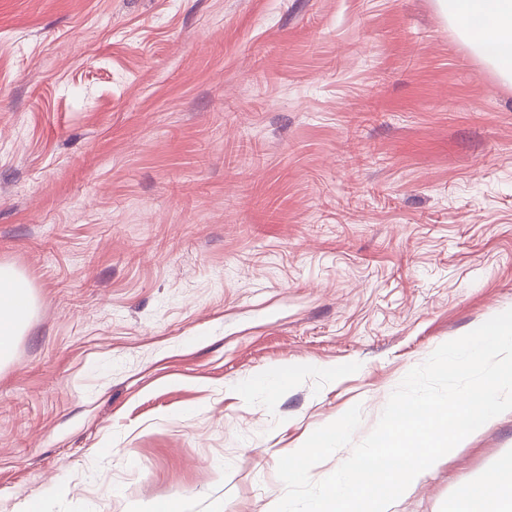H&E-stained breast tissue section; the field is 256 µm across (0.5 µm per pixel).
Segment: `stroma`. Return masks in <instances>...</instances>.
<instances>
[{
  "label": "stroma",
  "mask_w": 512,
  "mask_h": 512,
  "mask_svg": "<svg viewBox=\"0 0 512 512\" xmlns=\"http://www.w3.org/2000/svg\"><path fill=\"white\" fill-rule=\"evenodd\" d=\"M0 265V512H265L512 309V82L438 0H0ZM509 454L512 413L391 512ZM32 307L28 281L0 265V365L11 358L17 336L28 321ZM294 374V367H289L283 372L259 374L251 378L244 388L248 391L279 392L293 378Z\"/></svg>",
  "instance_id": "stroma-1"
}]
</instances>
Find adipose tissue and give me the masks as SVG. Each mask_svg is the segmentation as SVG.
Here are the masks:
<instances>
[{
	"label": "adipose tissue",
	"mask_w": 512,
	"mask_h": 512,
	"mask_svg": "<svg viewBox=\"0 0 512 512\" xmlns=\"http://www.w3.org/2000/svg\"><path fill=\"white\" fill-rule=\"evenodd\" d=\"M446 14L462 22L482 54L512 78V0H442ZM33 307L28 281L0 266V363L8 361ZM468 512H512V458L486 477L464 486Z\"/></svg>",
	"instance_id": "obj_1"
}]
</instances>
